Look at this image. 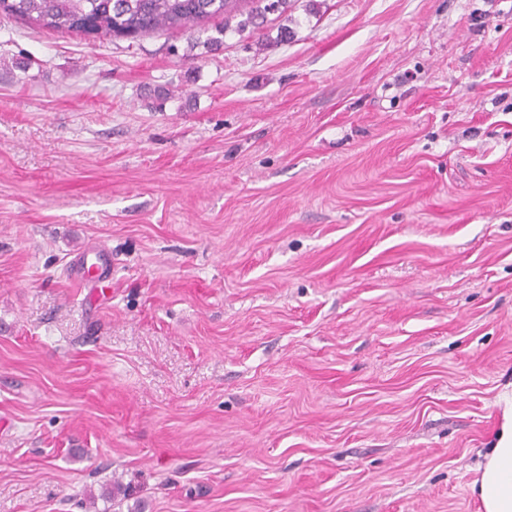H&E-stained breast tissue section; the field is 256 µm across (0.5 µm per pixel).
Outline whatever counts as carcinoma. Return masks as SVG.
Returning a JSON list of instances; mask_svg holds the SVG:
<instances>
[{
	"label": "carcinoma",
	"mask_w": 512,
	"mask_h": 512,
	"mask_svg": "<svg viewBox=\"0 0 512 512\" xmlns=\"http://www.w3.org/2000/svg\"><path fill=\"white\" fill-rule=\"evenodd\" d=\"M288 0H0V13L58 34L93 37H137L162 30L195 33V28L224 18L226 32L231 20L242 16L235 30L263 26L269 14H282Z\"/></svg>",
	"instance_id": "obj_1"
}]
</instances>
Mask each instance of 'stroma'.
<instances>
[{"label": "stroma", "mask_w": 512, "mask_h": 512, "mask_svg": "<svg viewBox=\"0 0 512 512\" xmlns=\"http://www.w3.org/2000/svg\"><path fill=\"white\" fill-rule=\"evenodd\" d=\"M216 35L0 18V512H482L512 0ZM73 281L82 286L90 282L112 284V255L98 249H84L79 253Z\"/></svg>", "instance_id": "stroma-1"}]
</instances>
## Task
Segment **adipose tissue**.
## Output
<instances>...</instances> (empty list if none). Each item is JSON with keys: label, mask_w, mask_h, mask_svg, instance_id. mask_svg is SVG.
I'll use <instances>...</instances> for the list:
<instances>
[{"label": "adipose tissue", "mask_w": 512, "mask_h": 512, "mask_svg": "<svg viewBox=\"0 0 512 512\" xmlns=\"http://www.w3.org/2000/svg\"><path fill=\"white\" fill-rule=\"evenodd\" d=\"M503 402L504 424L478 479L482 512H512V394Z\"/></svg>", "instance_id": "adipose-tissue-1"}]
</instances>
